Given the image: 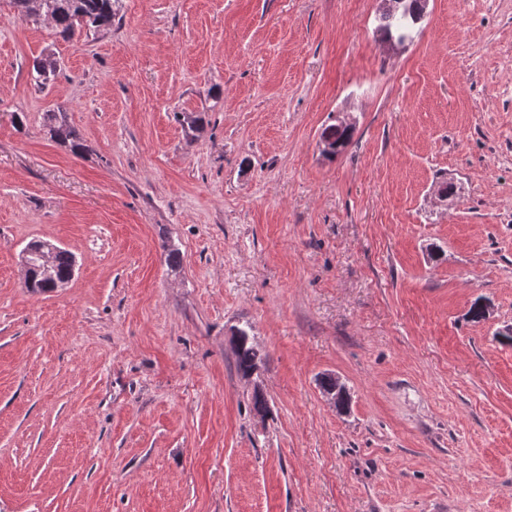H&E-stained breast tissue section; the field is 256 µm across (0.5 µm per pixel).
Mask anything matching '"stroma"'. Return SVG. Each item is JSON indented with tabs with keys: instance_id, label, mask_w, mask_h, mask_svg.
I'll return each mask as SVG.
<instances>
[{
	"instance_id": "35a3bbf8",
	"label": "stroma",
	"mask_w": 512,
	"mask_h": 512,
	"mask_svg": "<svg viewBox=\"0 0 512 512\" xmlns=\"http://www.w3.org/2000/svg\"><path fill=\"white\" fill-rule=\"evenodd\" d=\"M114 9L66 39L0 7V512H512V0L395 46L380 0ZM33 240L66 287L28 290ZM59 64L53 53L43 54L33 60L29 75L33 85L45 89L55 80ZM44 126L51 140L69 148L73 154L80 155L86 150L82 137L70 125L67 114L62 109L45 112ZM237 330L240 334L238 336H243V338L240 342H235L236 367L242 375L247 376L257 369L258 364L263 360V355L250 343V325L247 324Z\"/></svg>"
}]
</instances>
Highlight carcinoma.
I'll return each mask as SVG.
<instances>
[{"label": "carcinoma", "mask_w": 512, "mask_h": 512, "mask_svg": "<svg viewBox=\"0 0 512 512\" xmlns=\"http://www.w3.org/2000/svg\"><path fill=\"white\" fill-rule=\"evenodd\" d=\"M15 12L26 20L37 22L47 21L64 38L77 32L99 31L112 26L115 0H7ZM419 0H407L406 6L398 11H383L379 14L377 33L383 39L410 37L417 24L414 15V4ZM58 60L54 54H43L33 60L29 75L33 85L45 89L55 80L58 73ZM44 126L54 142L69 148L80 155L85 151V144L80 134L70 125L67 114L62 109L48 111L44 114ZM353 129L341 130L331 124L324 128L321 136L332 138L346 148L352 138ZM74 260L72 255L56 248L54 278L47 279L40 271H31V283L28 285L33 292L43 294L52 290L53 279L66 278L70 275ZM250 325L239 329L241 341L235 343L237 370L244 376L257 369L263 355L251 343L249 338Z\"/></svg>", "instance_id": "carcinoma-1"}]
</instances>
